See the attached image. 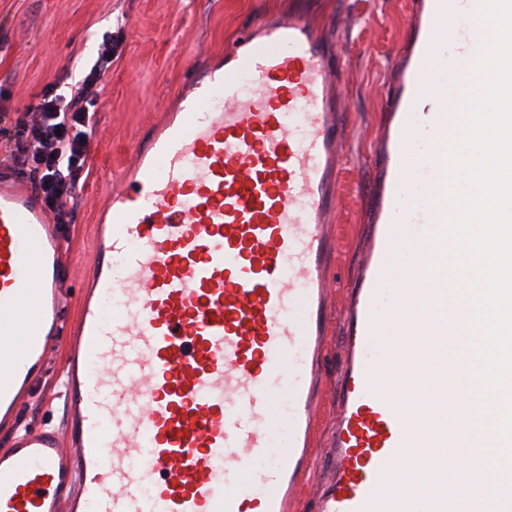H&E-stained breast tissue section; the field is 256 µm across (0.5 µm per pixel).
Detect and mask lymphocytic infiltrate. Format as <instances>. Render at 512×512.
Here are the masks:
<instances>
[{
	"label": "lymphocytic infiltrate",
	"mask_w": 512,
	"mask_h": 512,
	"mask_svg": "<svg viewBox=\"0 0 512 512\" xmlns=\"http://www.w3.org/2000/svg\"><path fill=\"white\" fill-rule=\"evenodd\" d=\"M111 50V41H103L89 73L70 95L53 91L39 95L31 105L35 120L22 123L14 140V159L19 163L35 162L33 176L39 181L45 202L61 218L66 215L65 202L85 163L93 133L90 109L99 103L97 85L112 66Z\"/></svg>",
	"instance_id": "1"
}]
</instances>
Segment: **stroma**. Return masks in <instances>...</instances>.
Listing matches in <instances>:
<instances>
[{
	"label": "stroma",
	"mask_w": 512,
	"mask_h": 512,
	"mask_svg": "<svg viewBox=\"0 0 512 512\" xmlns=\"http://www.w3.org/2000/svg\"><path fill=\"white\" fill-rule=\"evenodd\" d=\"M407 0H313V21L345 41L342 81L348 140L341 163L343 197L337 217L341 248L332 269L339 305L329 320L332 349L325 358L336 375L345 334L340 308L359 263L373 203L374 143L386 80L406 22ZM288 0H0V126L14 129L36 95L69 93L111 37L112 67L99 86L100 107L86 164L66 204L64 246L73 261L62 326L70 328L82 293L81 260L92 248L95 212L127 153L154 113L175 103L192 68L205 66L262 14L287 9ZM56 336L45 377L21 405L13 429H0V449L14 435L50 425L65 427L69 413Z\"/></svg>",
	"instance_id": "obj_1"
}]
</instances>
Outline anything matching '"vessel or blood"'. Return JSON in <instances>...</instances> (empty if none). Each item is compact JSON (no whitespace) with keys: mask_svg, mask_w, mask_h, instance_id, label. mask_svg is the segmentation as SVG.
Segmentation results:
<instances>
[{"mask_svg":"<svg viewBox=\"0 0 512 512\" xmlns=\"http://www.w3.org/2000/svg\"><path fill=\"white\" fill-rule=\"evenodd\" d=\"M387 80L376 206L342 350L331 463L309 466L340 248L346 68L304 7L262 16L133 147L94 226L62 375L71 428L0 450V512H512L487 471L458 491L461 296L435 240L452 207L441 152L481 40L480 0H408ZM435 144L427 153L424 143ZM410 251L411 261L395 263ZM65 262L42 195L0 167V425L60 329ZM402 340L376 346L380 328ZM288 418L280 420V399ZM283 428L278 448L272 431ZM439 464L424 498L392 493L410 453Z\"/></svg>","mask_w":512,"mask_h":512,"instance_id":"vessel-or-blood-1","label":"vessel or blood"}]
</instances>
